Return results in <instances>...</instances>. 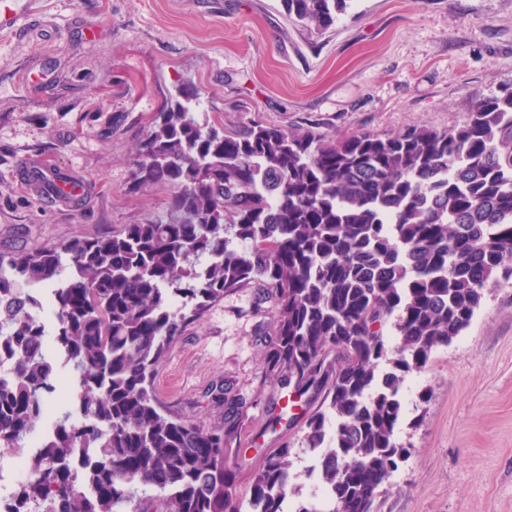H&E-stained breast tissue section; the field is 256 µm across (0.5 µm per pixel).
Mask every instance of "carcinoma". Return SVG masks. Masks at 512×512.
Returning <instances> with one entry per match:
<instances>
[{
  "label": "carcinoma",
  "instance_id": "carcinoma-1",
  "mask_svg": "<svg viewBox=\"0 0 512 512\" xmlns=\"http://www.w3.org/2000/svg\"><path fill=\"white\" fill-rule=\"evenodd\" d=\"M323 32L350 0H281ZM176 88L137 149L139 186L171 190L165 221L59 249L0 255V456L24 453L51 413L57 361L71 409L29 456L19 499L45 512H283L291 449L235 494L243 405L224 422L166 412L153 375L184 328L253 283L275 305L264 375L326 388L302 444L331 512H373L410 450L400 389L467 328L492 280L512 281V89L478 98L448 131L345 138L252 122L230 132ZM52 301L54 344L38 311ZM395 318L396 343L382 326Z\"/></svg>",
  "mask_w": 512,
  "mask_h": 512
}]
</instances>
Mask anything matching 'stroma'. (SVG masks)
<instances>
[{"label":"stroma","instance_id":"obj_1","mask_svg":"<svg viewBox=\"0 0 512 512\" xmlns=\"http://www.w3.org/2000/svg\"><path fill=\"white\" fill-rule=\"evenodd\" d=\"M0 35V254L166 219L171 192L133 182L136 148L176 87L193 84L226 128L259 121L349 136L410 125L437 131L473 102L512 88V0H353L324 34L288 19L280 0H34ZM68 172L80 204L37 197L19 157ZM250 285L209 306L158 366L153 387L171 413L203 428L223 409L209 393L232 383L246 403L248 452L236 491L271 450L289 447L304 501L312 455L306 409L268 428L286 392L262 382L274 305ZM398 441L411 450L375 512H512V285L489 284L470 325L402 386Z\"/></svg>","mask_w":512,"mask_h":512}]
</instances>
